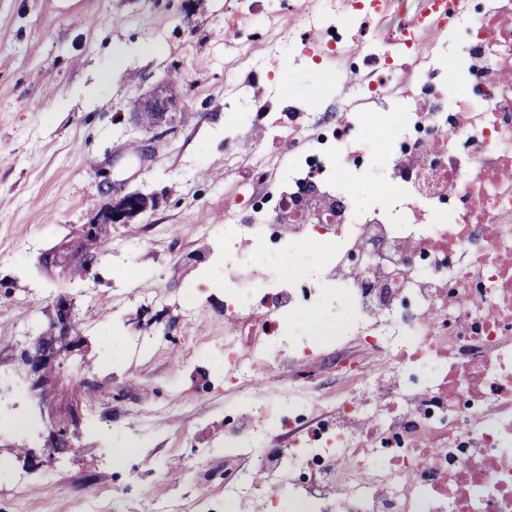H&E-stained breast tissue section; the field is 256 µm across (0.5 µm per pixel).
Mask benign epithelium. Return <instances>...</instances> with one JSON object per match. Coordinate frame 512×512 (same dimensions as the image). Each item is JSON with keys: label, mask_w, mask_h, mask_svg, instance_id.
Instances as JSON below:
<instances>
[{"label": "benign epithelium", "mask_w": 512, "mask_h": 512, "mask_svg": "<svg viewBox=\"0 0 512 512\" xmlns=\"http://www.w3.org/2000/svg\"><path fill=\"white\" fill-rule=\"evenodd\" d=\"M182 109L184 104L164 83L137 103L132 122L140 131L151 133L165 125L172 112ZM157 206L158 197L153 193L131 191L112 197L88 223L71 230L63 241L43 252L39 266L53 278H68L76 268L90 273L97 260L89 258L86 233L107 238L112 226L130 224ZM47 318V328L32 345L20 351L19 363L24 380L35 390L34 397L44 426L41 456L53 460L73 447V434L81 429L84 422V414L78 404L63 403L55 396L57 374L63 370L65 361L75 352L82 351L84 345L75 334L74 303L68 295L59 294L54 298Z\"/></svg>", "instance_id": "benign-epithelium-1"}]
</instances>
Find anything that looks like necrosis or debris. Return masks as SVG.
<instances>
[{
	"instance_id": "1",
	"label": "necrosis or debris",
	"mask_w": 512,
	"mask_h": 512,
	"mask_svg": "<svg viewBox=\"0 0 512 512\" xmlns=\"http://www.w3.org/2000/svg\"><path fill=\"white\" fill-rule=\"evenodd\" d=\"M467 2L417 5L420 24L395 29L415 51L404 81L361 84L365 123L384 96L399 128L377 185L383 206L321 177V120L288 116L284 149L311 176L289 177L277 240L321 244L338 316L314 330L326 351L294 357L292 392L272 416L225 408L227 440L258 448L260 469L225 472L224 512H258L259 473L293 512H512V0H485L477 17ZM435 31L468 35L451 87L434 83L438 62L418 50ZM421 98L429 111H416ZM260 230L238 217L224 227V363L243 387L281 356V314L320 301L314 273L262 282L238 260ZM240 323L262 343L240 350ZM349 336L376 359L371 371ZM332 374L348 386L312 422L309 399Z\"/></svg>"
}]
</instances>
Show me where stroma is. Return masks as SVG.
Here are the masks:
<instances>
[{"label":"stroma","mask_w":512,"mask_h":512,"mask_svg":"<svg viewBox=\"0 0 512 512\" xmlns=\"http://www.w3.org/2000/svg\"><path fill=\"white\" fill-rule=\"evenodd\" d=\"M350 26L353 58L385 46L414 0L363 19L333 0ZM233 0H0V376L47 325L53 295L70 294L85 356L66 367L78 397L83 453L31 472L15 447L43 443L36 403L16 392L0 407V512H180L224 502V471L251 458L225 452L224 409L241 388L224 368V224L271 213L287 175L279 119L288 108L332 113L360 75L338 82L322 62L288 51V31L316 47L327 33L296 9L242 18ZM255 42L247 63L239 46ZM169 80L187 113L154 140L127 121L135 102ZM270 107L252 119L251 101ZM271 174L251 181L256 163ZM162 196L137 223L113 229L109 251L80 280L52 279L38 259L88 222L110 196ZM146 336L186 337L146 348ZM95 377L105 397L80 392Z\"/></svg>","instance_id":"1"}]
</instances>
